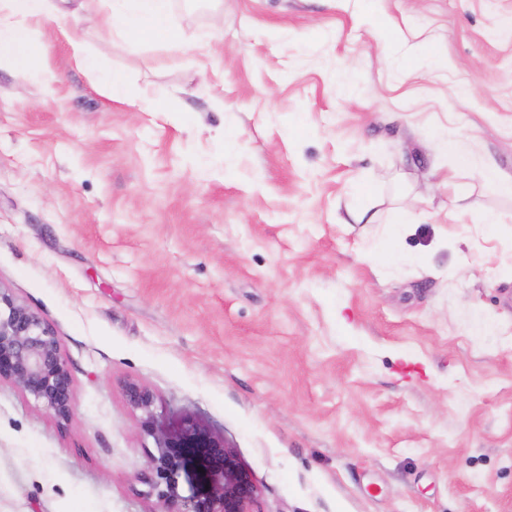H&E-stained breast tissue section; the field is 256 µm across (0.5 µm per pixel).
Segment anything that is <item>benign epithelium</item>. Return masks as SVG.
<instances>
[{
  "instance_id": "obj_1",
  "label": "benign epithelium",
  "mask_w": 512,
  "mask_h": 512,
  "mask_svg": "<svg viewBox=\"0 0 512 512\" xmlns=\"http://www.w3.org/2000/svg\"><path fill=\"white\" fill-rule=\"evenodd\" d=\"M16 382L61 421L72 411V380L62 357L57 336L34 311L8 288L0 286V380ZM128 403L141 412L142 431L153 438L140 480L163 504L162 512H255L258 486L253 473L224 438L188 422L176 431L158 425L155 397L146 387L125 385ZM200 462L212 485L203 497H184L178 491V475L187 454Z\"/></svg>"
}]
</instances>
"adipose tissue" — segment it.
<instances>
[{
  "mask_svg": "<svg viewBox=\"0 0 512 512\" xmlns=\"http://www.w3.org/2000/svg\"><path fill=\"white\" fill-rule=\"evenodd\" d=\"M0 11V66L24 71H46V58L29 50L30 25L49 20L48 0H8ZM108 28L126 40L150 38L179 53L184 35L172 17V0H111Z\"/></svg>",
  "mask_w": 512,
  "mask_h": 512,
  "instance_id": "1",
  "label": "adipose tissue"
}]
</instances>
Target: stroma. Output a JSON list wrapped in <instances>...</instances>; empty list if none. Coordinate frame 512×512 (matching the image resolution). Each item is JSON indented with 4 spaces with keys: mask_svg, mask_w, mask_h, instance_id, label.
Segmentation results:
<instances>
[{
    "mask_svg": "<svg viewBox=\"0 0 512 512\" xmlns=\"http://www.w3.org/2000/svg\"><path fill=\"white\" fill-rule=\"evenodd\" d=\"M78 4L0 69V286L73 386L0 382V512H160L129 382L258 512H512V0H174L177 56Z\"/></svg>",
    "mask_w": 512,
    "mask_h": 512,
    "instance_id": "stroma-1",
    "label": "stroma"
}]
</instances>
